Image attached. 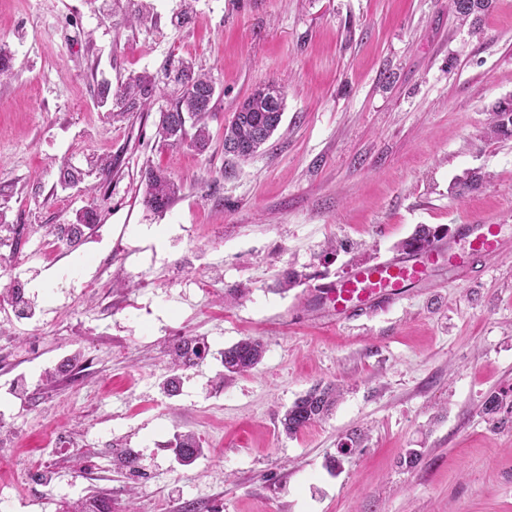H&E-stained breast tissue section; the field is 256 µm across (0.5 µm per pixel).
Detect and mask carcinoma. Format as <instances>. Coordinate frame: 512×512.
Wrapping results in <instances>:
<instances>
[{
	"label": "carcinoma",
	"instance_id": "cac0c4a2",
	"mask_svg": "<svg viewBox=\"0 0 512 512\" xmlns=\"http://www.w3.org/2000/svg\"><path fill=\"white\" fill-rule=\"evenodd\" d=\"M458 17L465 21L472 15L486 9L489 0H453ZM175 81L181 85V95L172 108L160 112L159 134L165 141L178 143L186 136L182 115L194 117L195 132L193 140L196 146L203 148L209 139V131L204 122L208 112L214 107L208 91L213 81L204 73H197L192 63L186 61L176 70ZM155 80L147 75L129 77L116 92L108 85L99 90L100 103L107 105L110 95H115L116 103L124 111L134 108L135 101H141L145 107L152 104L155 92ZM272 85L255 90L237 106L233 118L224 129V144L255 143V148L264 145L278 129L285 110V96L273 99L270 95ZM487 136L496 138L512 134V100L499 102L493 109V117L486 131ZM146 191L144 202L152 210H167L180 192V185L161 170L149 168L145 173ZM443 239L440 229L419 226L415 234L403 244L407 252L419 253ZM263 344L257 338H247L224 352V370L232 374H242L252 370L260 361ZM173 363L178 365L199 357L198 343L186 338L172 351ZM336 388L318 386L298 398L284 414L281 424L287 435H294L310 424L322 419L336 403ZM182 460L190 463L201 453L196 439L187 433L177 441Z\"/></svg>",
	"mask_w": 512,
	"mask_h": 512
}]
</instances>
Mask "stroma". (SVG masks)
<instances>
[{
  "label": "stroma",
  "mask_w": 512,
  "mask_h": 512,
  "mask_svg": "<svg viewBox=\"0 0 512 512\" xmlns=\"http://www.w3.org/2000/svg\"><path fill=\"white\" fill-rule=\"evenodd\" d=\"M182 5L153 0L137 21L133 0H0V280L37 319L0 296L11 512H512V420L484 412L494 396L512 408V136L485 135L512 98V0L474 26L452 0ZM183 60L215 81L202 151L158 134ZM143 72L160 79L150 109L112 119L100 87ZM271 81L278 130L225 155L234 109ZM149 167L181 186L166 212L143 202ZM467 172L481 186L458 192ZM90 205L79 244L51 234ZM471 223L502 225L504 243L468 280L434 265L357 318L318 293L418 225ZM187 337L209 353L173 370ZM247 337L261 362L225 372L220 351ZM317 385L342 394L286 435ZM185 433L203 449L189 465Z\"/></svg>",
  "instance_id": "stroma-1"
}]
</instances>
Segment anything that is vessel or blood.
I'll return each mask as SVG.
<instances>
[{"mask_svg": "<svg viewBox=\"0 0 512 512\" xmlns=\"http://www.w3.org/2000/svg\"><path fill=\"white\" fill-rule=\"evenodd\" d=\"M502 246L501 225L460 224L453 238L438 241L416 255L359 265L323 285L322 292L335 302L337 314L351 316L400 299L405 288L421 280L427 268L442 259L457 279L469 278L482 259L499 255Z\"/></svg>", "mask_w": 512, "mask_h": 512, "instance_id": "b4317fda", "label": "vessel or blood"}]
</instances>
